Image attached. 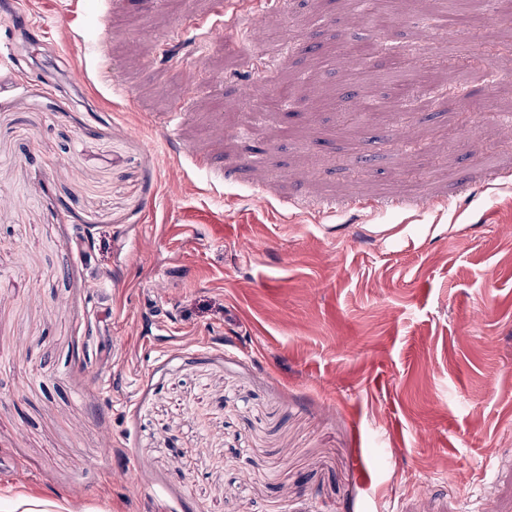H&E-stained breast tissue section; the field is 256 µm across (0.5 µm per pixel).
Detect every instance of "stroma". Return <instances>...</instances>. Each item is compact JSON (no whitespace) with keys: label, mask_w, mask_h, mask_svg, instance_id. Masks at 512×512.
<instances>
[{"label":"stroma","mask_w":512,"mask_h":512,"mask_svg":"<svg viewBox=\"0 0 512 512\" xmlns=\"http://www.w3.org/2000/svg\"><path fill=\"white\" fill-rule=\"evenodd\" d=\"M461 27L381 33L341 0H0L23 81L0 90V460L29 470L0 498L512 512V63L468 82L481 122L441 96L359 118L381 92L341 53L373 44L380 70L397 42L445 80Z\"/></svg>","instance_id":"obj_1"}]
</instances>
